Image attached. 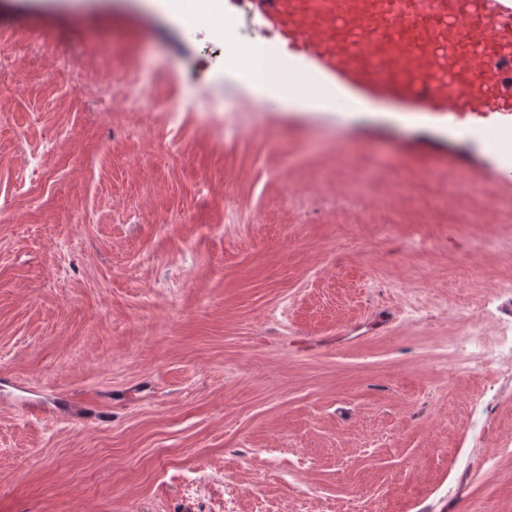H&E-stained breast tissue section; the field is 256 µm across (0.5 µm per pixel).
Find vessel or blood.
<instances>
[{
  "mask_svg": "<svg viewBox=\"0 0 512 512\" xmlns=\"http://www.w3.org/2000/svg\"><path fill=\"white\" fill-rule=\"evenodd\" d=\"M337 97L397 112H444L463 144L486 130L491 180L512 187V0H250ZM368 39L353 43L352 36Z\"/></svg>",
  "mask_w": 512,
  "mask_h": 512,
  "instance_id": "1",
  "label": "vessel or blood"
}]
</instances>
